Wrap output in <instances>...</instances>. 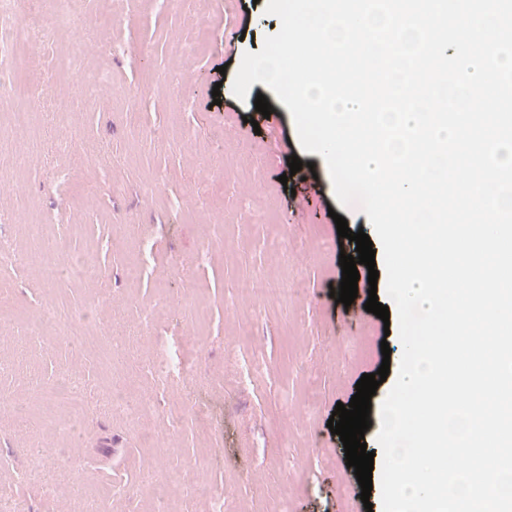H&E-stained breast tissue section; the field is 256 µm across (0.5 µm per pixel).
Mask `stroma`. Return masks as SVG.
I'll return each mask as SVG.
<instances>
[{
  "label": "stroma",
  "mask_w": 512,
  "mask_h": 512,
  "mask_svg": "<svg viewBox=\"0 0 512 512\" xmlns=\"http://www.w3.org/2000/svg\"><path fill=\"white\" fill-rule=\"evenodd\" d=\"M266 5L82 0L89 41L74 48L58 37L42 58L46 82L70 86L69 109L40 101L34 137L0 145V237L91 259L103 299L78 285H46L26 265L7 273L20 316L52 304L68 331L60 337L48 326L40 337L0 343V395L23 406L22 416L0 414V486L20 512H93L114 486L122 493L109 512H150L145 484L170 471L181 481L170 512H207L205 493L218 489L228 493L227 512H366L327 423L362 374L386 360L390 373L371 398L378 414L403 353L398 318L365 310L363 280L351 305L331 297L340 253L356 252L339 240L333 214L354 232L371 223L360 206H340L326 162L303 151L271 89L253 83L243 101L231 92L244 53L280 29ZM91 67L112 83L97 102L74 84ZM260 94L269 116L255 111ZM295 157L303 167L292 176ZM62 160L83 173L85 195L58 181ZM144 242L152 258L128 283L124 270ZM208 243L213 258L196 264ZM244 278L264 293L239 292ZM297 279L301 294L278 293ZM175 337L187 371L164 384L135 359L156 357ZM116 356L129 396L189 401L206 426L188 419L173 450L143 447L138 426L107 402ZM243 366L255 385H241ZM62 373L81 381L78 398L31 402ZM68 414L79 425L65 444L48 423ZM71 453L82 459L74 471L63 465ZM53 488L65 500H51Z\"/></svg>",
  "instance_id": "35a3bbf8"
}]
</instances>
